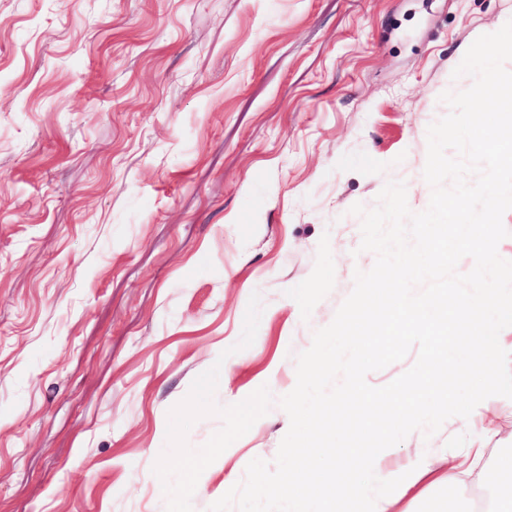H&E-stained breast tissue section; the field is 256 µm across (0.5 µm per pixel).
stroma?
Segmentation results:
<instances>
[{"mask_svg": "<svg viewBox=\"0 0 512 512\" xmlns=\"http://www.w3.org/2000/svg\"><path fill=\"white\" fill-rule=\"evenodd\" d=\"M511 19L512 0H0V512H207L274 463L298 355L375 263L351 207L391 181L428 207L441 96ZM462 441L444 415L389 463ZM190 448L215 454L185 493Z\"/></svg>", "mask_w": 512, "mask_h": 512, "instance_id": "35a3bbf8", "label": "stroma"}]
</instances>
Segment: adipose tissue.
I'll list each match as a JSON object with an SVG mask.
<instances>
[{
  "label": "adipose tissue",
  "instance_id": "ef3b65f1",
  "mask_svg": "<svg viewBox=\"0 0 512 512\" xmlns=\"http://www.w3.org/2000/svg\"><path fill=\"white\" fill-rule=\"evenodd\" d=\"M467 241L471 265L490 275L488 286L415 308L400 302L398 290L384 291L387 332L417 333L429 353L398 390L377 400L361 398L350 422L369 432L370 447L346 449L314 468L305 463L303 449L289 455L288 488L274 493L286 501L287 512H343L351 500L359 503V512H399L400 501L420 503L435 488L448 492L438 512H512V491L500 486L502 475L512 472V448L500 451L483 474L488 486L483 504H476L469 483L488 439L497 433L489 398L512 410V265H496L491 235H471ZM451 359L458 366L452 378L444 369ZM445 411L471 435L465 453L447 455L441 473L433 468L428 448L414 449L405 468H390L387 460L400 436L431 426Z\"/></svg>",
  "mask_w": 512,
  "mask_h": 512
}]
</instances>
